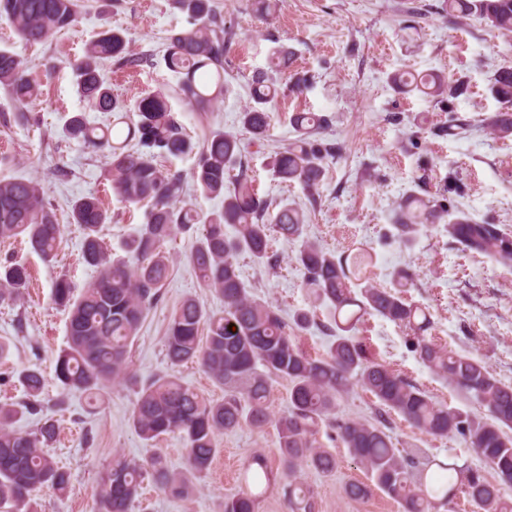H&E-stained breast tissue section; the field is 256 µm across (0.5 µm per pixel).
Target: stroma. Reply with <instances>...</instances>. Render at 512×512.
<instances>
[{"label":"stroma","mask_w":512,"mask_h":512,"mask_svg":"<svg viewBox=\"0 0 512 512\" xmlns=\"http://www.w3.org/2000/svg\"><path fill=\"white\" fill-rule=\"evenodd\" d=\"M217 2L238 39L225 63L228 90L222 101L203 112L177 96L179 78L162 59L167 37L188 25L173 0H85L74 29L33 46L0 18V49L27 61L30 76L41 85L40 96L23 119L17 118L15 106L0 89V114L10 118L0 124V179L40 180L45 201L62 228L57 256L48 263L23 239L0 241V262L20 260L32 273L28 288L15 301L0 304V343L5 346L0 354V403L25 400L22 371L41 374V414L22 415L14 426L30 431L39 419L55 420L58 435L51 453L70 476L66 493H39L41 512H96L98 482L116 455L142 460L158 452L173 468H184L181 432L148 444L133 430L130 415L142 385L173 370L164 347L173 308L188 297L209 311L224 308L223 299L200 284L189 259L191 239L175 235L167 244L171 275L161 302L148 312L133 342L128 376L108 386L96 410L86 394L63 388L54 377V360L67 345V314L51 303L53 283L65 274L81 286L97 275L81 258L82 234L70 222L72 201L93 195L102 202L111 216L102 234L116 259L125 257L126 241L146 222L145 208L122 203L113 194L104 158L63 134L74 113L102 128L113 120L111 113L87 108L70 68L83 56L86 44L104 31H121L133 52L150 57L147 64L129 71L103 63L101 73L113 93L131 104L151 90L165 88L177 119L196 140L217 129L242 134L239 115L249 102L253 73L266 68L273 48H287L291 65L277 76L285 92L272 104L270 136L264 145L248 148L259 192L305 208L306 236L328 251L341 256L367 249L373 261L363 272V283L391 289L396 272L407 271L413 285L405 299L431 315L426 340L485 362L498 379L512 384V266L462 250L443 225L422 228L409 244L396 238L392 226L398 203L415 194L429 200L447 198L449 213L465 212L474 222L496 225L512 237V137L503 139L482 127L483 119L501 108L489 87L498 66L512 63V32L490 28L476 17L449 23L442 15L443 0H277L264 20L255 13L254 0ZM400 70L440 73L463 82L465 90L444 104L416 93L400 94L388 82ZM295 73L307 77L308 83L293 91L289 84ZM298 111L333 116L326 136L346 148L341 157L327 161L314 205L300 184H281L267 167L271 150L294 138L288 118ZM451 124L467 125L469 131L462 137L443 134V127ZM59 166L64 175L56 174ZM298 247V242L275 236L271 250L279 261L273 268L246 253L238 258L249 291L288 320L309 307L304 271L295 260ZM357 335L371 357L435 400L474 410L465 392L421 362L403 327L369 315ZM173 371L211 398H223V389L198 365ZM388 421L396 447L419 460L483 466L461 438H433L395 414ZM312 439L337 462L329 475L308 468L300 473L301 482L314 492L315 512H401L397 502L380 493L364 501L346 497L344 486L366 481L365 470L328 423H320ZM278 448L275 423L224 433L209 473L190 496H168L147 481L134 512H224L225 497L244 489L243 475L254 456H266L269 468L281 472Z\"/></svg>","instance_id":"obj_1"}]
</instances>
